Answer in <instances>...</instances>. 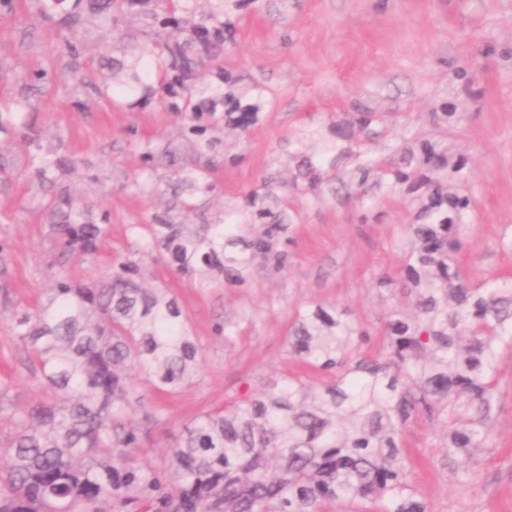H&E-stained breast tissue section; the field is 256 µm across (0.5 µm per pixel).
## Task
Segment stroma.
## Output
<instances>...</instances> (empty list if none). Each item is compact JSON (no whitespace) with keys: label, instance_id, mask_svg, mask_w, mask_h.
I'll return each instance as SVG.
<instances>
[{"label":"stroma","instance_id":"1","mask_svg":"<svg viewBox=\"0 0 512 512\" xmlns=\"http://www.w3.org/2000/svg\"><path fill=\"white\" fill-rule=\"evenodd\" d=\"M235 24L224 65L265 86L267 104L245 139L226 135L240 160L220 171L222 193L206 205V218L242 204L244 192L265 180L290 184V154L302 133L321 131L307 144L308 152L321 153L332 124L343 123L361 101L387 113V122L369 132L349 128L337 147L367 141L375 157L385 158L405 141L447 146L448 189L471 201L457 262L473 288L512 280V0H255L237 12ZM95 54L84 45L79 57L70 56L56 19L36 6L0 15V74L9 89L33 68L63 72L35 96V126L59 156L104 165L97 207L110 216L113 253L122 254L133 247L127 225L147 221L166 202L162 193L135 185L139 161L129 130L162 141L177 126L149 107L112 109L98 93L108 78L101 70L89 75L84 105L74 108L65 74ZM434 112L447 113V125L433 126ZM37 181L32 172L0 179L7 259L0 289L20 305L32 303L49 277L43 264L49 242L31 191ZM297 203L287 273L258 270L241 285L196 288L159 268L147 270L148 285L165 284L177 297L200 345L199 374L178 393L159 395L142 376L133 381L137 396L163 411L142 434L155 463H168L175 436L198 414L256 397L286 376L318 382L288 344L297 311L345 312L364 328L359 350L367 354L379 350L394 314L412 315L405 291L378 284L401 275L415 212L408 197L322 202L307 195ZM227 320L236 329L225 338L215 327ZM11 322L10 310L0 311V384L10 407L26 410L43 401L44 385ZM497 364L490 447L468 459L449 455L448 424L437 414L421 416L406 431L407 482L426 512H512V348H500Z\"/></svg>","mask_w":512,"mask_h":512}]
</instances>
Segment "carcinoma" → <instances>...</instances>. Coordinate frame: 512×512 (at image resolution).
<instances>
[{
    "instance_id": "obj_1",
    "label": "carcinoma",
    "mask_w": 512,
    "mask_h": 512,
    "mask_svg": "<svg viewBox=\"0 0 512 512\" xmlns=\"http://www.w3.org/2000/svg\"><path fill=\"white\" fill-rule=\"evenodd\" d=\"M68 2L58 24L81 27L82 42L107 69L101 90L112 107L151 105L174 115L180 140L158 145L137 136L140 188L166 179V210L129 224L130 253L100 262L108 246V214H95L85 188L102 184L79 161L56 157L32 118V95L53 72L27 73L20 100L0 88V134L25 144L0 175L40 173L32 188L40 223L48 227L49 285L14 312L12 332L40 372L48 396L37 409L11 414L0 436V512H326L357 498L375 512H425L405 481L402 438L416 415L437 412L450 426L448 451L464 456L485 448V428L497 387V349L512 346V287H469L453 264L463 247L460 229L468 199L448 193L439 172L445 152L427 143L422 159L403 147L374 159L357 146L303 151L292 188L318 199L426 188L414 223L412 249L399 280L414 296V316L395 317L383 331L381 358L351 361L363 331L322 307L295 315L289 344L321 388L296 377L271 384L258 397L202 413L183 425L169 466L152 464L141 434L159 415L134 395L143 374L162 395L196 376L199 346L177 298L146 288V267L160 265L201 288L235 286L262 267L288 271L289 233L296 216L287 190L262 184L246 205L196 219L221 194L218 172L239 156L224 147V131L246 137L259 121L265 88L242 84L224 70V44L234 40V12L246 0H56ZM216 71L204 82L200 70ZM382 113L363 106L347 124L363 129ZM411 381L414 390L399 386Z\"/></svg>"
}]
</instances>
